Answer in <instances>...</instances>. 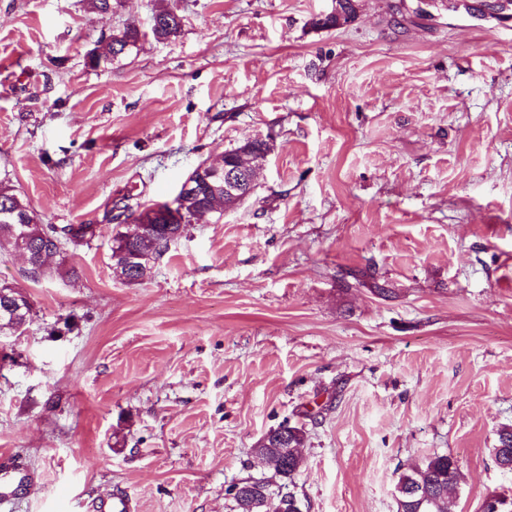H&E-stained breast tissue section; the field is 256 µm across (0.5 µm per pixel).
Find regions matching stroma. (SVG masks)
<instances>
[{"label": "stroma", "instance_id": "1", "mask_svg": "<svg viewBox=\"0 0 512 512\" xmlns=\"http://www.w3.org/2000/svg\"><path fill=\"white\" fill-rule=\"evenodd\" d=\"M399 0H0V180L91 245L0 283L32 318L0 339V454L35 474L0 512H235L248 478L302 512H397L408 466L453 456L451 512L512 474V19ZM146 36L91 67L102 30ZM272 138L251 197L185 233L148 276L111 269L116 202L172 200L200 163ZM385 293H378V286ZM301 427L292 484L255 454ZM355 0H336L335 13L332 17L323 19H314L313 26L316 28L337 27V23L342 20L343 25L352 22L356 17L357 7ZM173 7H162L154 10L152 14V25L151 29H154L153 36L158 41H166L171 38L177 37L182 30V17L178 13V10ZM176 19L174 17V14ZM60 236L66 238L75 248L88 245L100 233L97 224H67L61 228ZM497 442L498 446L490 448L491 455L499 467V463H510L512 472V426H503L498 431Z\"/></svg>", "mask_w": 512, "mask_h": 512}]
</instances>
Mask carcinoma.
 <instances>
[{
    "instance_id": "1",
    "label": "carcinoma",
    "mask_w": 512,
    "mask_h": 512,
    "mask_svg": "<svg viewBox=\"0 0 512 512\" xmlns=\"http://www.w3.org/2000/svg\"><path fill=\"white\" fill-rule=\"evenodd\" d=\"M174 8L162 7L152 14L153 36L158 41H166L177 37L182 25L176 21ZM355 0H336L335 14L323 19L313 20L316 28H332L338 22L348 24L356 17ZM139 30L129 24L112 33V46L108 53L112 58L124 53V48L134 47L139 41ZM259 150V143L246 140L230 150L233 158L245 162ZM212 164H199L185 181L192 183L198 193L187 196L186 212L206 210L224 212V180L210 177ZM111 268L124 281L134 283L141 276L126 273L127 258L140 254L153 261H158L167 252L168 236L180 230L178 224L154 223L146 235L132 234L120 230V225L113 227ZM61 233L74 247L89 244L100 233L97 224H67L58 229L51 224H42L35 213L24 204L15 193L14 187L7 181L0 182V252H16L20 245H25L27 253L33 257L39 255L43 248L44 235ZM3 298L0 297V335H16L23 333L32 315V305L29 300H20V306L5 312ZM497 464H512V426H504L498 431V446L490 449ZM277 449L267 448L264 460L273 465L277 475L291 480L298 472L296 459L288 454V460H277ZM460 469L457 460L447 454H436L427 458L422 464L407 468L401 473L397 483L398 512H448V488L455 487L460 481ZM418 486L424 488L427 497L411 496L408 489Z\"/></svg>"
}]
</instances>
